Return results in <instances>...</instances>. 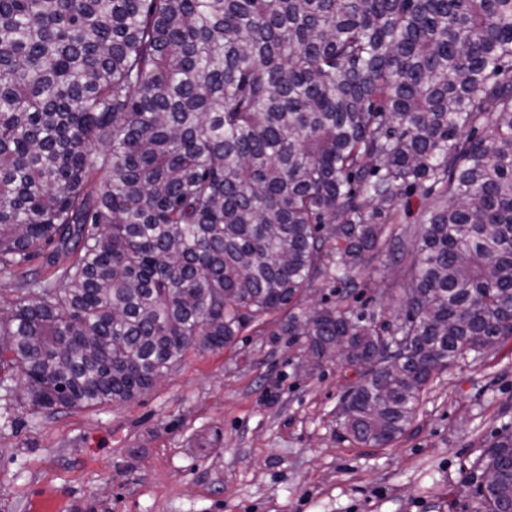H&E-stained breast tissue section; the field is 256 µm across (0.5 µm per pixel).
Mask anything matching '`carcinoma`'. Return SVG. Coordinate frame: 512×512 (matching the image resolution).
<instances>
[{"instance_id":"obj_1","label":"carcinoma","mask_w":512,"mask_h":512,"mask_svg":"<svg viewBox=\"0 0 512 512\" xmlns=\"http://www.w3.org/2000/svg\"><path fill=\"white\" fill-rule=\"evenodd\" d=\"M383 246L394 322L283 325L362 366L339 416L372 447L512 339V0H0V389L30 414L130 400ZM476 471L512 512V424ZM432 199L421 194L419 190L410 192L402 201L397 219L388 221L394 234L410 238L418 230V217L430 205Z\"/></svg>"}]
</instances>
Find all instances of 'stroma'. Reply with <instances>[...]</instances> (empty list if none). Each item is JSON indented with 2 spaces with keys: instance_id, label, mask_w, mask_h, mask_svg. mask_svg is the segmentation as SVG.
Listing matches in <instances>:
<instances>
[{
  "instance_id": "1",
  "label": "stroma",
  "mask_w": 512,
  "mask_h": 512,
  "mask_svg": "<svg viewBox=\"0 0 512 512\" xmlns=\"http://www.w3.org/2000/svg\"><path fill=\"white\" fill-rule=\"evenodd\" d=\"M405 272L380 251L357 288L318 278L296 311L390 319ZM280 312L220 350L188 351L134 399L30 415L0 394V512H483L468 479L512 423V340L439 373L390 444L336 422L355 370L301 366Z\"/></svg>"
}]
</instances>
